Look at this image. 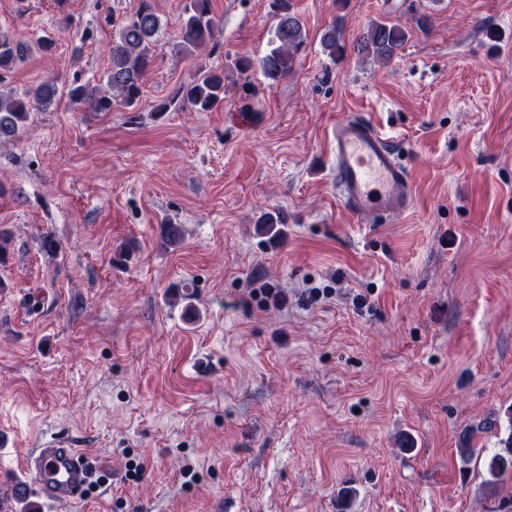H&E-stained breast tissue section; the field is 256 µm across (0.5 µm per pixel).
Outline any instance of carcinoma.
<instances>
[{
  "mask_svg": "<svg viewBox=\"0 0 512 512\" xmlns=\"http://www.w3.org/2000/svg\"><path fill=\"white\" fill-rule=\"evenodd\" d=\"M211 2L187 0L180 27V50L192 53L215 44L217 24ZM270 8L276 20L275 46L260 59L259 67L272 87L293 71L297 54L305 44V30L300 18L291 11L290 0H270ZM117 27L109 50L110 69L106 74V83L112 94L91 100L98 112L111 111L114 100L132 107L142 93L144 77L154 62L156 36L161 28L153 0H140L135 13L118 22ZM407 41L408 30L404 25L382 20L367 27L360 36L358 49L380 61H387ZM321 45L323 51L333 59L343 55L346 50L340 32L334 25L324 30ZM26 52L24 43L8 36L0 37V85ZM174 99L189 104L198 112L213 110L224 103V72L201 69L195 81L175 92ZM30 109V100L0 90V141L19 134L29 119ZM499 445L502 451L496 453L489 463V472L494 477L512 471V429L499 440Z\"/></svg>",
  "mask_w": 512,
  "mask_h": 512,
  "instance_id": "obj_1",
  "label": "carcinoma"
}]
</instances>
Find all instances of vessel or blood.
<instances>
[{"mask_svg":"<svg viewBox=\"0 0 512 512\" xmlns=\"http://www.w3.org/2000/svg\"><path fill=\"white\" fill-rule=\"evenodd\" d=\"M327 136L339 198L346 209L358 216L390 220L412 210L411 171L380 127L369 119L352 117L332 125ZM24 466L29 481L22 485V492H38L65 507L81 500L96 474L88 452L62 440L33 449Z\"/></svg>","mask_w":512,"mask_h":512,"instance_id":"obj_1","label":"vessel or blood"}]
</instances>
